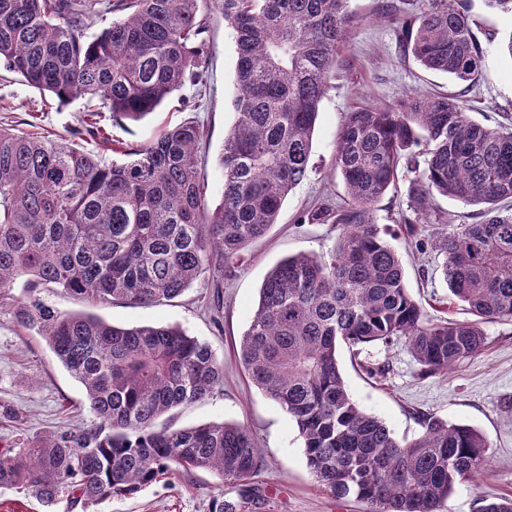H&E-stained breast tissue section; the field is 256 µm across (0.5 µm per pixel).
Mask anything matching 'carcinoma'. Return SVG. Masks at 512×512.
Wrapping results in <instances>:
<instances>
[{"mask_svg": "<svg viewBox=\"0 0 512 512\" xmlns=\"http://www.w3.org/2000/svg\"><path fill=\"white\" fill-rule=\"evenodd\" d=\"M351 0H0V65L61 103L89 106L75 138L101 133L105 113L137 121L186 78L203 82L204 13L216 9L236 44L233 124L218 164L221 202L207 205L195 122L165 130L122 159L0 127V295L18 282L13 316L39 336L85 391L91 423L37 436L0 453V486L44 506L62 497L88 512L163 476L208 470L244 483L264 467L248 430L207 423L172 430L169 410L205 400L224 369L209 345L177 326L115 325L62 313L41 298L149 306L170 302L278 223L308 175L329 77L350 38ZM394 6L406 50L431 71L472 82L481 47L467 0ZM120 13L117 19L111 18ZM97 25L88 40L84 31ZM424 156V163L418 157ZM345 206L321 204L310 224H338L332 249L289 256L270 269L239 359L251 382L295 422L315 482L367 512H440L462 479L487 466L477 429L429 416L400 441L350 397L337 359L344 343L404 338L423 375L446 371L484 346L479 321H512V125L487 127L451 93L407 94L348 113L334 158ZM416 172L410 208L437 197L484 206L480 224H448L435 238L450 295L476 321L429 319L405 283L374 204L400 168Z\"/></svg>", "mask_w": 512, "mask_h": 512, "instance_id": "obj_1", "label": "carcinoma"}]
</instances>
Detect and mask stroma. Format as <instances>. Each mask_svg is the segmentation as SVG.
Instances as JSON below:
<instances>
[{
  "mask_svg": "<svg viewBox=\"0 0 512 512\" xmlns=\"http://www.w3.org/2000/svg\"><path fill=\"white\" fill-rule=\"evenodd\" d=\"M390 3L351 0L358 20L343 51L344 65L332 74L321 103L308 176L289 194L268 234L250 243L240 258L225 267L222 325H215L208 311L211 279L207 276L170 304L115 303L97 310L118 325H176L208 343L224 367L223 384L207 399L174 409L167 420L176 428L213 422L243 425L260 450L265 469L243 488L220 483L206 470L164 477L134 496L104 501L89 512H213V501L220 495L234 502L237 512H367L365 503L336 499L314 481L294 421L251 383L238 347L267 272L283 258L321 255L336 242L337 225L307 224L303 217L315 205L338 206L346 200L333 164L347 112L390 104L408 94L451 92L465 100L471 117L480 123L495 126L512 116V59L502 50L512 35L511 15L491 10L485 0H468L482 48L480 73L469 84L426 70L404 52ZM207 24L206 85L186 81L154 113L137 122H108L106 139L87 136L82 144L109 160L113 140L143 144L167 128L198 122L207 135L199 150L205 200L213 207L224 189L217 156L224 145V131L234 121L236 46L220 12H209ZM86 110V101L59 103L0 66V124L17 129L30 123L36 131L69 144ZM412 178V173L403 172L396 187L375 204V220L386 229L402 260L406 285L427 317L470 320L461 305L448 302V285L438 270L441 259L430 245L438 230L435 215L411 226L403 222L411 213L408 186ZM481 328L485 344L478 354L429 378L421 377V366L402 339L387 346H367L357 355L344 347L338 351L352 399L385 422L397 438H414L422 430L423 418L433 415L473 426L488 440V465L473 480L456 485L443 512H478L483 501L512 498V322H485ZM370 367L382 369V376L369 378ZM91 419L82 385L39 337L19 327L8 308L0 306V452Z\"/></svg>",
  "mask_w": 512,
  "mask_h": 512,
  "instance_id": "1",
  "label": "stroma"
}]
</instances>
